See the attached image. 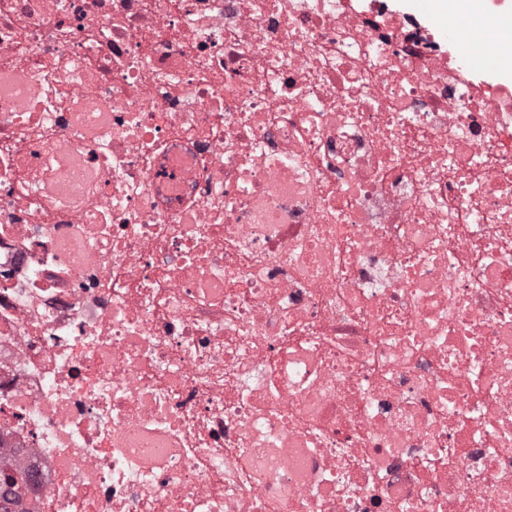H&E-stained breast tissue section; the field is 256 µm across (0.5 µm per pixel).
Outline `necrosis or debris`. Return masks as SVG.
I'll return each mask as SVG.
<instances>
[{
  "label": "necrosis or debris",
  "instance_id": "necrosis-or-debris-1",
  "mask_svg": "<svg viewBox=\"0 0 512 512\" xmlns=\"http://www.w3.org/2000/svg\"><path fill=\"white\" fill-rule=\"evenodd\" d=\"M0 0L18 512H512V0Z\"/></svg>",
  "mask_w": 512,
  "mask_h": 512
}]
</instances>
